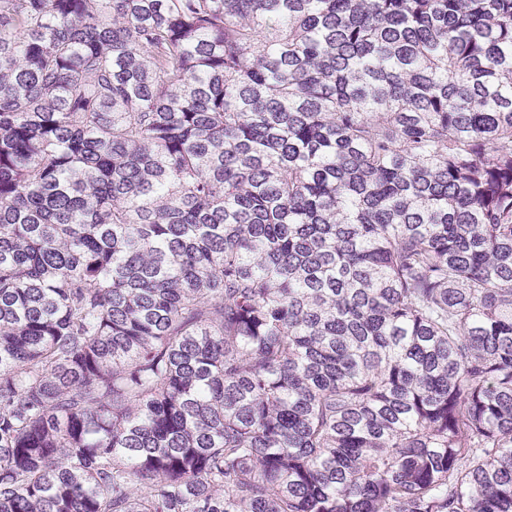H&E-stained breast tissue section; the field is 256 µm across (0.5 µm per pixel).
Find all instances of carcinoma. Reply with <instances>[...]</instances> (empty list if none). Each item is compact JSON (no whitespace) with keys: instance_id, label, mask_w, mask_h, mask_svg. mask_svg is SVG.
Segmentation results:
<instances>
[{"instance_id":"cac0c4a2","label":"carcinoma","mask_w":512,"mask_h":512,"mask_svg":"<svg viewBox=\"0 0 512 512\" xmlns=\"http://www.w3.org/2000/svg\"><path fill=\"white\" fill-rule=\"evenodd\" d=\"M0 512H512V0H0Z\"/></svg>"}]
</instances>
